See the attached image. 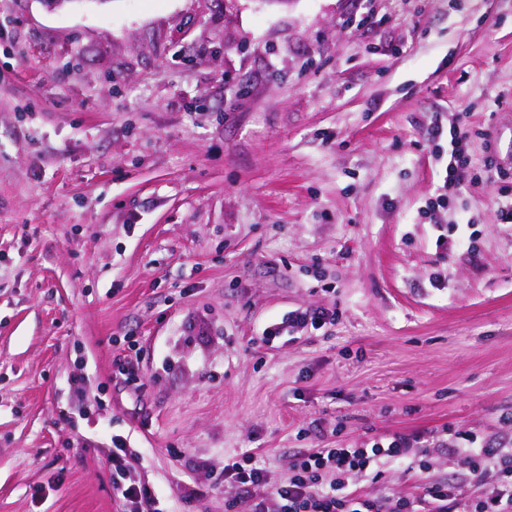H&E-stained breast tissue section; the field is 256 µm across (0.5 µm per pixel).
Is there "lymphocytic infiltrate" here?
Returning <instances> with one entry per match:
<instances>
[{"label":"lymphocytic infiltrate","instance_id":"obj_1","mask_svg":"<svg viewBox=\"0 0 512 512\" xmlns=\"http://www.w3.org/2000/svg\"><path fill=\"white\" fill-rule=\"evenodd\" d=\"M449 134L448 162L437 197L442 204L461 191L462 170L469 153L464 122L453 125ZM334 320V313L326 309L291 310L280 322L266 328L263 338L271 343L308 327L321 328ZM414 444L412 437L395 435L359 448H320L299 454L289 468L287 482L275 487L279 506L274 512H512V448L505 447L462 448L461 461L474 484H481L490 467L494 468L499 482L498 492L489 496L471 493L463 506L458 504L452 490L441 483L422 484L416 496L397 500L365 499L349 490L346 477L370 472L380 464L399 459ZM112 445V490L115 496L130 505V512H162L151 490L137 481L126 465V458L131 454L130 442L116 435Z\"/></svg>","mask_w":512,"mask_h":512}]
</instances>
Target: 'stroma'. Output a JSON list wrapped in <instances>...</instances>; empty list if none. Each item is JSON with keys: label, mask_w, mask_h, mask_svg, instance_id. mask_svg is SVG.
Masks as SVG:
<instances>
[{"label": "stroma", "mask_w": 512, "mask_h": 512, "mask_svg": "<svg viewBox=\"0 0 512 512\" xmlns=\"http://www.w3.org/2000/svg\"><path fill=\"white\" fill-rule=\"evenodd\" d=\"M459 112L473 183L432 218ZM490 154L512 0H0V512H124L116 435L167 512H251L229 459L416 431L349 487L414 496L423 459L469 494L458 435L512 418ZM298 308L336 320L261 340Z\"/></svg>", "instance_id": "stroma-1"}]
</instances>
